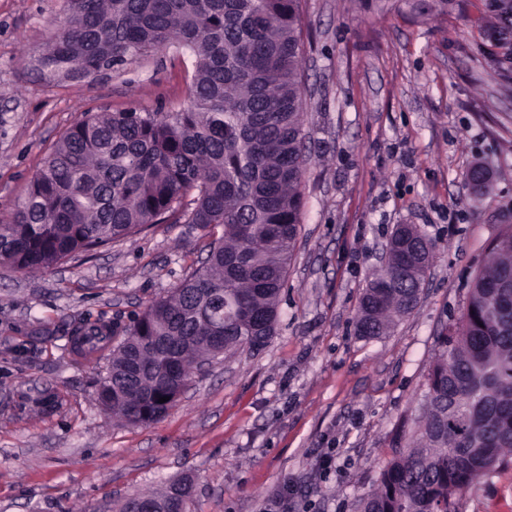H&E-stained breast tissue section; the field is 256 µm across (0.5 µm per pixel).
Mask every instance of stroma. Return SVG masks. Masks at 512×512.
Here are the masks:
<instances>
[{
	"mask_svg": "<svg viewBox=\"0 0 512 512\" xmlns=\"http://www.w3.org/2000/svg\"><path fill=\"white\" fill-rule=\"evenodd\" d=\"M302 0L308 163L302 224L276 333L213 359L162 418L128 426L96 400L107 361L84 362L73 320L129 319L204 261L191 224H162L51 269L0 267V512H119L190 479V512H357L397 419L422 399L437 338L512 224V72L478 36L485 0ZM63 0H0V224L81 113L188 105L192 59L170 46L87 79L38 59ZM493 177L474 193L475 163ZM434 245L417 308L380 339L355 314L395 225ZM512 512V460L455 500Z\"/></svg>",
	"mask_w": 512,
	"mask_h": 512,
	"instance_id": "obj_1",
	"label": "stroma"
}]
</instances>
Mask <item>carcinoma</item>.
<instances>
[{"mask_svg":"<svg viewBox=\"0 0 512 512\" xmlns=\"http://www.w3.org/2000/svg\"><path fill=\"white\" fill-rule=\"evenodd\" d=\"M168 46L195 58L181 112H85L59 138L12 220L0 224V266L47 270L157 224H193L212 238L202 266L128 321L80 322L71 351H110L97 396L128 424L176 402L168 386L201 356L258 352L276 332L290 253L302 224L306 134L301 0H64L42 69L82 77ZM492 177L481 164L470 189ZM411 224L368 280L358 334L379 339L418 306L426 273ZM168 401L161 403L159 398ZM360 512H452L453 500L512 453V225L473 278L459 322L437 338L418 410L388 442ZM182 488L134 496L162 504Z\"/></svg>","mask_w":512,"mask_h":512,"instance_id":"cac0c4a2","label":"carcinoma"}]
</instances>
